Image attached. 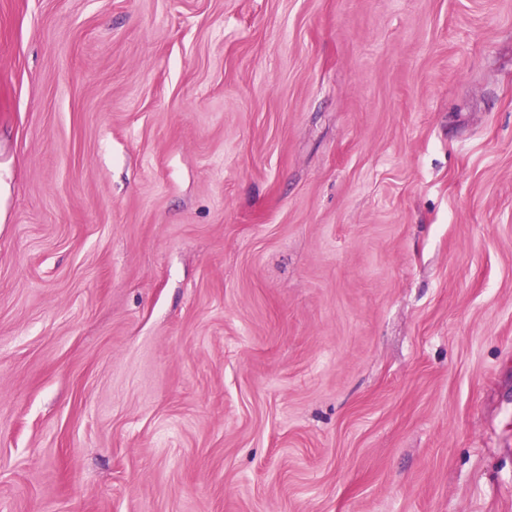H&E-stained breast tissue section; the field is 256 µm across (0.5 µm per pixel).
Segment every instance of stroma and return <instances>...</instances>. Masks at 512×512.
<instances>
[{
	"instance_id": "35a3bbf8",
	"label": "stroma",
	"mask_w": 512,
	"mask_h": 512,
	"mask_svg": "<svg viewBox=\"0 0 512 512\" xmlns=\"http://www.w3.org/2000/svg\"><path fill=\"white\" fill-rule=\"evenodd\" d=\"M0 512H512V0H0Z\"/></svg>"
}]
</instances>
